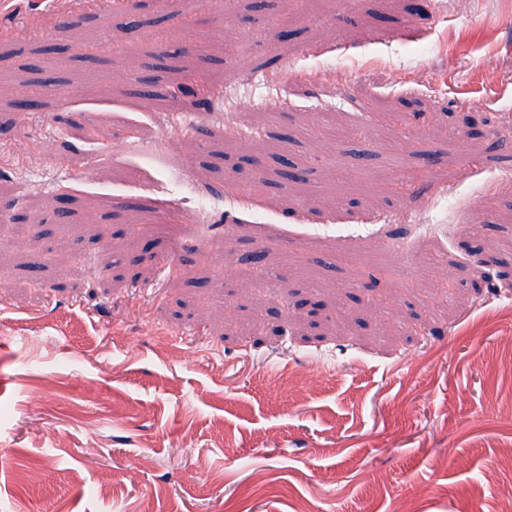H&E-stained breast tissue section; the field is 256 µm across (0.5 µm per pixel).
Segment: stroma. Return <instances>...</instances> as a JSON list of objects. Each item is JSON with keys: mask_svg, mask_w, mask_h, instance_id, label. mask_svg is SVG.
Returning a JSON list of instances; mask_svg holds the SVG:
<instances>
[{"mask_svg": "<svg viewBox=\"0 0 512 512\" xmlns=\"http://www.w3.org/2000/svg\"><path fill=\"white\" fill-rule=\"evenodd\" d=\"M141 2L0 0V512H507L512 0Z\"/></svg>", "mask_w": 512, "mask_h": 512, "instance_id": "stroma-1", "label": "stroma"}]
</instances>
